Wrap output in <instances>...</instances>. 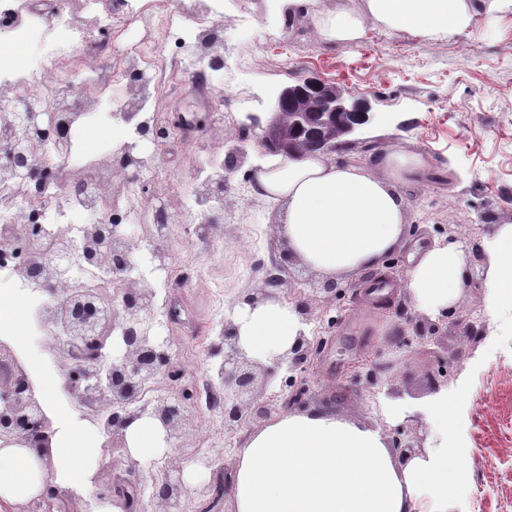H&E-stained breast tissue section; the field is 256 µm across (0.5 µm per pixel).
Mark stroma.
I'll list each match as a JSON object with an SVG mask.
<instances>
[{"label": "stroma", "instance_id": "1", "mask_svg": "<svg viewBox=\"0 0 512 512\" xmlns=\"http://www.w3.org/2000/svg\"><path fill=\"white\" fill-rule=\"evenodd\" d=\"M223 4L224 69L204 85L187 75L169 84L155 107L169 136L141 144L154 164L134 174L133 207L115 216L134 236L140 257L156 247L170 261L169 269L153 275L161 333L173 342L171 363L157 387L185 408L173 457L201 468L181 512H197L214 468L226 466L249 431L287 406L303 411L326 405L386 432L403 426L428 442L434 431L425 416L394 423L385 418L383 404L398 399L414 407L441 383L455 403L448 443L460 464L448 512H512V315L489 310L483 264L476 258L492 225L512 223V11L491 23L477 18L473 28L451 38L370 27L356 41L324 42L306 20L289 14L284 0ZM243 50L255 56V65L236 67ZM306 79L336 83L369 115L343 138L336 160L360 161L392 147L425 155L431 166L401 188L406 240L380 263V272L397 287L383 304L369 302L353 276L337 278L344 296L336 298L325 291V278L289 257L285 280L270 295L304 305L322 344L302 374L283 364L258 365L255 397L265 412H249L228 431L222 414L202 403L205 390L219 387L224 323L232 304L262 288L274 261L288 251L276 233L280 204L250 188L260 146L248 140L249 155L228 178L223 208H196L194 223L205 224V235H196L194 224L179 223L159 233L140 223L139 214L191 192L197 173L185 166L186 155L201 162L225 158L247 115L266 117L278 90ZM111 107V114H96L81 128L92 151L128 128L120 94H113ZM451 238L466 254L465 284L450 317L433 319L417 312L399 285L409 274L414 246ZM171 302L182 309L173 323L165 320ZM409 316L425 327L437 325L435 337L397 347L394 338ZM470 323L484 326L482 341L471 340ZM341 383L350 394L336 396ZM298 386L306 392L290 403ZM98 454L102 488L131 470L142 485H151L162 466L161 460H138L104 442ZM209 460L214 468H206Z\"/></svg>", "mask_w": 512, "mask_h": 512}]
</instances>
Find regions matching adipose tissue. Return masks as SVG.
I'll list each match as a JSON object with an SVG mask.
<instances>
[{"mask_svg":"<svg viewBox=\"0 0 512 512\" xmlns=\"http://www.w3.org/2000/svg\"><path fill=\"white\" fill-rule=\"evenodd\" d=\"M512 0H360L357 9L311 15L320 40L353 41L367 25L423 37H453L477 14L486 20ZM423 155L389 150L356 164L323 155L292 160L266 153L257 160L254 195L283 204L277 226L296 258L324 278L377 268L404 236L402 185L428 168ZM485 280L493 305L512 306V224L494 225L482 244ZM460 245L432 243L419 254L403 287L425 315L452 306L462 288ZM247 358L284 355L305 326L293 305L266 300L243 305L234 320ZM36 390L52 422L49 448L0 447V506L45 496L48 485L82 495L90 491L98 456L84 429L61 415L52 394L57 377L40 372ZM420 408L436 430L433 443L399 455L382 431L320 406L284 411L251 430L231 464V512H448V492L459 465L448 445L453 403L447 391L425 397ZM126 452L148 460L166 453L165 432L149 417L124 431Z\"/></svg>","mask_w":512,"mask_h":512,"instance_id":"adipose-tissue-1","label":"adipose tissue"}]
</instances>
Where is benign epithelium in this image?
Here are the masks:
<instances>
[{
  "mask_svg": "<svg viewBox=\"0 0 512 512\" xmlns=\"http://www.w3.org/2000/svg\"><path fill=\"white\" fill-rule=\"evenodd\" d=\"M17 119L13 139L0 148V174L14 182L37 188L48 182L47 170L27 160L36 155L34 135L48 138L63 133L68 121L58 112L48 111L38 100L14 104ZM250 131L261 130L257 143H276L282 153L296 159L304 153L329 154L336 151V140L350 135L369 120L356 104H348L335 85L303 81L280 90L265 121L247 116ZM137 243L120 224L101 226L98 235L70 250V257L49 264L39 256L26 257L25 269L43 295L39 314L44 329L58 348L70 341L80 344L72 357L65 388L78 393L80 401L109 409L106 433L112 448H123L124 430L134 419L156 418L166 433V441L178 438L186 420L183 408L169 398L154 393L155 385L171 360V341L160 335L162 322L154 311L155 288L141 269L134 253ZM283 256L273 264L265 287L245 298L251 305L264 300L267 288L283 282ZM95 273H109L115 288L112 305L107 306L91 289L71 288L62 292L58 283H74ZM224 362L218 376L222 395L224 426L233 429L243 420L246 396L252 394L257 362L246 358L238 346L237 329L224 326ZM311 340L300 335L288 356L278 359L291 370L306 371ZM0 369L6 377L0 383V442L29 448H48L52 424L37 397L30 374L13 348L0 340ZM180 471L166 461L160 484L149 501H158L164 512H177L178 502L188 488L182 479L172 480Z\"/></svg>",
  "mask_w": 512,
  "mask_h": 512,
  "instance_id": "benign-epithelium-1",
  "label": "benign epithelium"
}]
</instances>
